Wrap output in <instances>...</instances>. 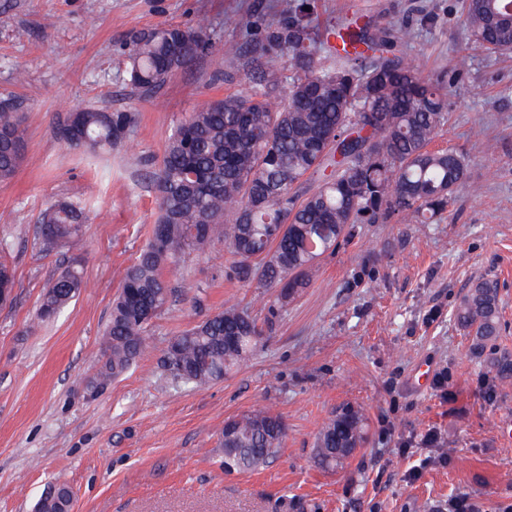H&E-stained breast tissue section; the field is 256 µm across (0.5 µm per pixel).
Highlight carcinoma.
I'll return each mask as SVG.
<instances>
[{"instance_id":"1","label":"carcinoma","mask_w":512,"mask_h":512,"mask_svg":"<svg viewBox=\"0 0 512 512\" xmlns=\"http://www.w3.org/2000/svg\"><path fill=\"white\" fill-rule=\"evenodd\" d=\"M277 21L262 26L249 10L236 25L252 37L260 81L245 94L195 109L166 140L155 181L159 217L149 241L123 276L90 382L94 390L126 371L152 344L148 327L171 298L163 270L186 249L224 242L232 270L245 284L280 289L285 304L309 287L315 255L336 249L358 224H386L395 216L429 224L464 185L468 161L453 148H433L448 125L449 72L423 74L408 54L413 30L389 23L377 32L360 18L336 27L331 58L318 56L304 0H276ZM468 44L489 54L512 52V0H464ZM217 50L239 60L242 45L200 25L136 30L118 45L131 86L162 88L199 54ZM75 126L58 124L67 148L86 154L112 147L129 133V112L76 111ZM0 181L14 177L24 154L16 114L0 110ZM90 209L58 202L41 214L36 238L49 255L82 235ZM75 259L44 290L36 319L50 321L86 288ZM454 318L472 333L483 356L500 333L497 288L477 281L460 298ZM264 341L251 313L237 305L164 340L177 380L202 386L221 380ZM489 362L512 378V352L492 349ZM287 425L266 409L224 421V466L238 471L267 465L282 448ZM364 441V415L346 404L331 413L316 437L318 465L334 468ZM64 483L46 488L36 512H71Z\"/></svg>"}]
</instances>
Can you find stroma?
Masks as SVG:
<instances>
[{
	"label": "stroma",
	"instance_id": "obj_1",
	"mask_svg": "<svg viewBox=\"0 0 512 512\" xmlns=\"http://www.w3.org/2000/svg\"><path fill=\"white\" fill-rule=\"evenodd\" d=\"M272 2L0 0V107L17 112L26 142L19 171L0 183V261L15 271L13 300L0 308V512H35L56 481L72 488V512H444L455 495L477 512L512 507V445L497 439L499 424H512V380L497 378L453 319L474 282H493L497 343L512 349V54L469 50L459 0H308L321 35L352 14L409 22L427 74L469 53L435 141L467 155L469 179L441 218L356 225L285 306L239 283L223 244L185 252L164 270L172 297L150 335H177L230 302L256 318L264 346L203 386L173 382L159 348L106 390L89 386L112 301L159 215L154 181L168 135L202 103L245 94L258 77L248 60L230 65L209 52L141 94L117 46L158 24L204 23L243 43L239 6L263 15ZM76 107L131 112L135 124L82 159L54 135ZM58 201L91 204L90 222L79 242L45 256L35 229ZM75 259L88 288L34 324L44 288ZM422 364L429 376L419 382ZM344 403L361 409L366 439L341 465L320 468L319 425ZM261 407L287 424L283 447L263 468L225 472V420ZM431 430L436 443L422 447Z\"/></svg>",
	"mask_w": 512,
	"mask_h": 512
}]
</instances>
